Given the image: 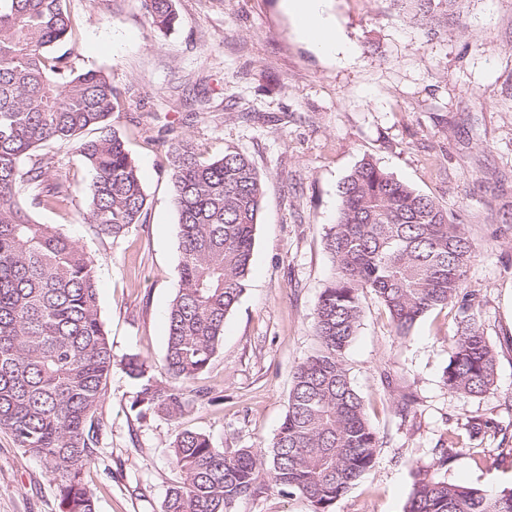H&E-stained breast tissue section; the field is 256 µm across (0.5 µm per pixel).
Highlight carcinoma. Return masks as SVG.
Here are the masks:
<instances>
[{
    "instance_id": "obj_1",
    "label": "carcinoma",
    "mask_w": 512,
    "mask_h": 512,
    "mask_svg": "<svg viewBox=\"0 0 512 512\" xmlns=\"http://www.w3.org/2000/svg\"><path fill=\"white\" fill-rule=\"evenodd\" d=\"M150 23L169 31L174 0H142ZM64 0H0V432L44 461L61 512H96L85 472L99 444L96 417L112 372L100 316L96 263L84 246L35 209L55 210L68 188L50 159L28 166L38 147L73 145L92 172L84 220L117 241L141 223L147 198L124 140L111 129L123 101L99 71L76 72ZM87 130L98 136L86 139ZM178 214L176 294L168 311L164 371L134 356L130 404L137 418L177 419L210 389L198 384L221 348L224 323L246 290L264 189L253 162L228 146L205 159L188 139L162 143ZM336 224L326 234L333 273L315 312L318 348L295 369L288 409L271 446L216 448L184 430L171 445L178 480L164 512H232L271 489L300 493L314 512L336 503L374 467L382 441L351 385L344 352L357 334L362 296L374 294L405 337L428 311L458 305L466 326L450 342L445 385L463 398L495 385L497 353L479 324L480 301L463 283L474 245L462 219L365 160L342 182ZM448 435L444 465L480 433ZM404 512H512V488L481 490L413 472Z\"/></svg>"
}]
</instances>
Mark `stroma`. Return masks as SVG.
<instances>
[{"label": "stroma", "instance_id": "35a3bbf8", "mask_svg": "<svg viewBox=\"0 0 512 512\" xmlns=\"http://www.w3.org/2000/svg\"><path fill=\"white\" fill-rule=\"evenodd\" d=\"M340 41L316 51L283 0H175L178 23L154 27L140 0H65L76 70L109 75L124 138L147 195L139 224L112 242L83 215L90 173L71 144L35 149L65 182V208L36 218L95 257L113 366L98 410L99 448L87 480L96 512H162L177 479L170 446L183 430L217 448H267L288 407L294 371L318 346L314 310L331 276L325 236L338 189L370 158L449 212L464 215L474 253L464 283L497 352L494 387L448 391L452 307L394 333L373 294L344 360L379 433L374 469L336 512H403L411 471L435 463L449 432L487 425L438 478L493 494L512 488V0H457L428 16L414 0H328ZM187 138L205 158L233 146L256 165L265 197L246 291L224 326L205 402L177 420L137 419L130 356L162 369L176 293L178 217L162 141ZM413 394L415 401L404 404ZM0 512H61L45 464L0 433Z\"/></svg>", "mask_w": 512, "mask_h": 512}]
</instances>
